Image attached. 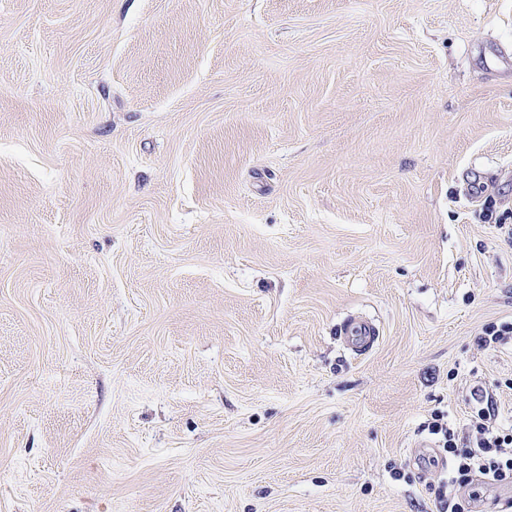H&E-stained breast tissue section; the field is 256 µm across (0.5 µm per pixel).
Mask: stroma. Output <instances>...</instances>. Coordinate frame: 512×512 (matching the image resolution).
Wrapping results in <instances>:
<instances>
[{"instance_id": "stroma-1", "label": "stroma", "mask_w": 512, "mask_h": 512, "mask_svg": "<svg viewBox=\"0 0 512 512\" xmlns=\"http://www.w3.org/2000/svg\"><path fill=\"white\" fill-rule=\"evenodd\" d=\"M502 50L512 0H0V512H440L431 413L512 424ZM340 334L345 348L353 354L361 355L377 344L380 329L372 319L351 314L343 322ZM512 339V322L489 324L482 329L479 343L483 347H496V345L507 343Z\"/></svg>"}]
</instances>
